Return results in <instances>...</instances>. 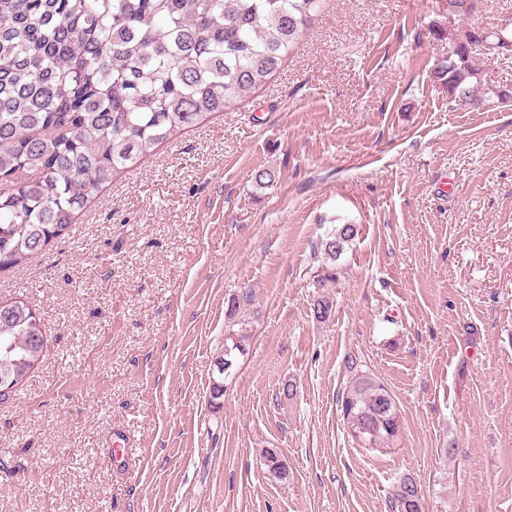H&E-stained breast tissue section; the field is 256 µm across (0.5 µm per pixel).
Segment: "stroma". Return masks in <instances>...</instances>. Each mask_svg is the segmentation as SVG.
<instances>
[{
    "label": "stroma",
    "mask_w": 512,
    "mask_h": 512,
    "mask_svg": "<svg viewBox=\"0 0 512 512\" xmlns=\"http://www.w3.org/2000/svg\"><path fill=\"white\" fill-rule=\"evenodd\" d=\"M511 17L512 0L453 23L445 0H324L269 83L0 271L47 344L0 402V512H391L406 474L425 512H512V58L474 52L478 110L432 79L444 29ZM341 224L358 234L329 265ZM351 356L396 400L394 447L348 434ZM356 235L355 225L342 224L327 234L326 238L320 242V252L326 260L336 262Z\"/></svg>",
    "instance_id": "1"
}]
</instances>
